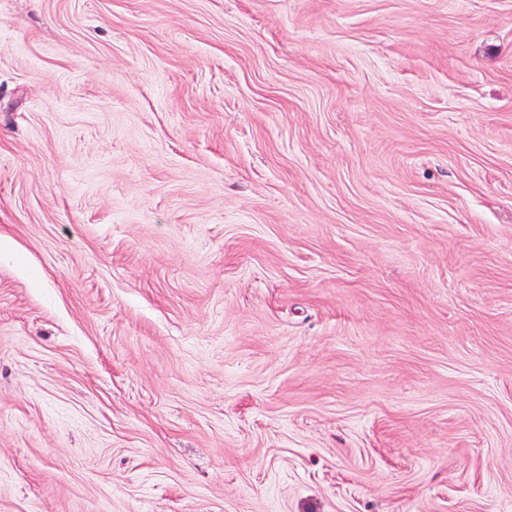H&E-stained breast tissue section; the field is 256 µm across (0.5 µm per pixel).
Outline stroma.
I'll use <instances>...</instances> for the list:
<instances>
[{
  "label": "stroma",
  "instance_id": "stroma-1",
  "mask_svg": "<svg viewBox=\"0 0 512 512\" xmlns=\"http://www.w3.org/2000/svg\"><path fill=\"white\" fill-rule=\"evenodd\" d=\"M0 512H512V0H0Z\"/></svg>",
  "mask_w": 512,
  "mask_h": 512
}]
</instances>
